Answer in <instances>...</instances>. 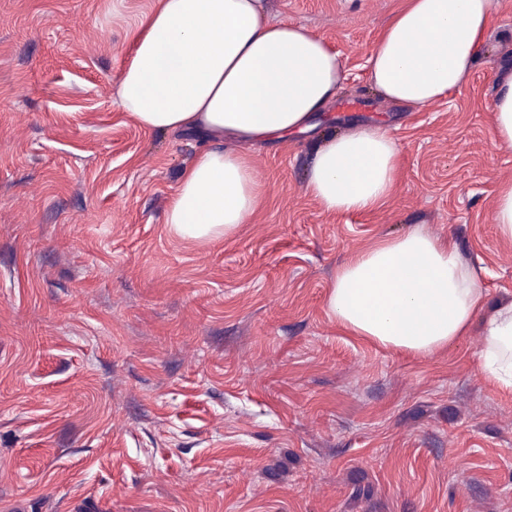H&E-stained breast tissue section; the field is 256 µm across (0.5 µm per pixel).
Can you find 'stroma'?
Masks as SVG:
<instances>
[{
	"instance_id": "obj_1",
	"label": "stroma",
	"mask_w": 512,
	"mask_h": 512,
	"mask_svg": "<svg viewBox=\"0 0 512 512\" xmlns=\"http://www.w3.org/2000/svg\"><path fill=\"white\" fill-rule=\"evenodd\" d=\"M402 3L266 0L346 81L313 129L246 144L264 202L199 243L165 214L210 139L143 129L115 97L159 0H0V512H512V392L481 371V322L414 354L327 305L351 253L416 228L456 243L488 306L512 301L490 107L512 0L467 85L421 112L365 68ZM379 121L402 151L392 199L325 212L322 137Z\"/></svg>"
}]
</instances>
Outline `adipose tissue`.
<instances>
[{"instance_id":"1","label":"adipose tissue","mask_w":512,"mask_h":512,"mask_svg":"<svg viewBox=\"0 0 512 512\" xmlns=\"http://www.w3.org/2000/svg\"><path fill=\"white\" fill-rule=\"evenodd\" d=\"M500 0H405L367 59L383 99L419 111L462 88L489 42ZM346 79L340 54L305 29L268 19L262 0H160L132 33L115 95L150 131L249 140L309 130ZM494 139L512 148V71L499 73ZM402 166L378 125L316 149L307 188L329 213H366L392 197ZM248 156L199 152L183 169L165 222L194 241L229 236L262 205ZM328 308L345 329L416 353L451 346L484 314L482 371L512 389V302L487 308L478 276L449 239L414 229L352 253Z\"/></svg>"}]
</instances>
